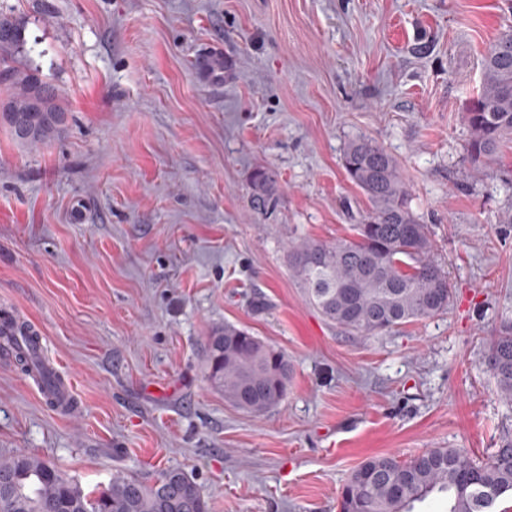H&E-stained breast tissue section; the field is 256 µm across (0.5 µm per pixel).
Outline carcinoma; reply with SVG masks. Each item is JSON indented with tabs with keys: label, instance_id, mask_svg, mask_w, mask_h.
<instances>
[{
	"label": "carcinoma",
	"instance_id": "obj_1",
	"mask_svg": "<svg viewBox=\"0 0 512 512\" xmlns=\"http://www.w3.org/2000/svg\"><path fill=\"white\" fill-rule=\"evenodd\" d=\"M24 46L20 22L0 13V114L19 145L46 143L63 131L67 108L56 87L30 67L11 66ZM467 152L475 164H489L502 142L512 140V31L502 33L482 62L479 97L467 112ZM344 169L368 197L371 214L354 225L355 237L333 243L303 240L290 249L289 267L306 302L329 323L363 336L384 334L448 308V276L434 254L426 225L408 203V190L394 157L368 138L351 141ZM251 199L264 209L277 191L264 169L250 180ZM0 341L13 348L24 372L42 373L40 337L19 333L11 316L0 319ZM486 364L502 398L512 400V322L489 343ZM201 365L204 378L224 400L261 416L286 396L288 357L234 323L210 328ZM442 494L448 512H491L512 495V438L485 461L464 448H428L406 460L371 456L351 473L340 512H413V504ZM194 479L168 469L151 484L116 475L104 488L85 492L53 464L26 452L0 457V512H208Z\"/></svg>",
	"mask_w": 512,
	"mask_h": 512
}]
</instances>
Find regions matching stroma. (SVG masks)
Instances as JSON below:
<instances>
[{"label":"stroma","instance_id":"stroma-1","mask_svg":"<svg viewBox=\"0 0 512 512\" xmlns=\"http://www.w3.org/2000/svg\"><path fill=\"white\" fill-rule=\"evenodd\" d=\"M18 60L65 97L64 133L21 146L0 124V314L41 329L80 405L47 406L0 355V455L47 460L85 491L114 475L195 478L210 512H339L367 457L512 436L485 364L512 321V142L467 154L482 58L512 0H0ZM220 47L222 83L193 61ZM398 162L447 271L445 313L360 336L325 322L289 268L295 242L352 234L371 204L352 140ZM273 171L255 208L250 178ZM229 321L288 358L256 417L201 372ZM250 190L253 205L265 209L277 191L275 175L268 170H256L250 180Z\"/></svg>","mask_w":512,"mask_h":512}]
</instances>
